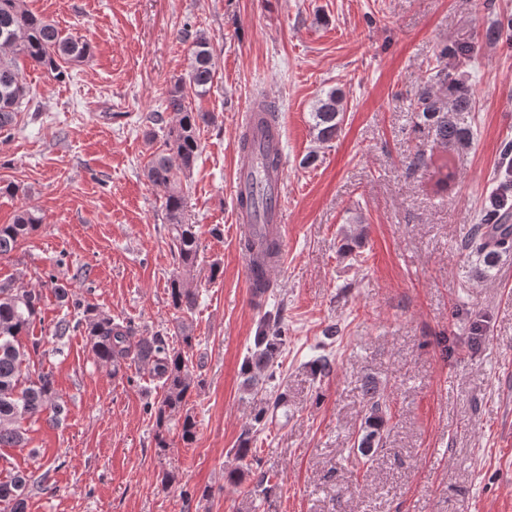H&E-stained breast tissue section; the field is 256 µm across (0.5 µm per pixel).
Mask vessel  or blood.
Returning a JSON list of instances; mask_svg holds the SVG:
<instances>
[{"instance_id": "1", "label": "vessel or blood", "mask_w": 512, "mask_h": 512, "mask_svg": "<svg viewBox=\"0 0 512 512\" xmlns=\"http://www.w3.org/2000/svg\"><path fill=\"white\" fill-rule=\"evenodd\" d=\"M259 155L255 152H240L236 175L234 196L239 203L235 205L236 234L239 240H251L252 250L242 252V264L246 286L253 304H260L278 285L276 273L287 261L284 247L287 238V226L283 220L284 210V162H277L266 175L267 208L253 211L245 205L253 188L251 174L256 167ZM277 240L278 253L267 256L263 247L268 240Z\"/></svg>"}]
</instances>
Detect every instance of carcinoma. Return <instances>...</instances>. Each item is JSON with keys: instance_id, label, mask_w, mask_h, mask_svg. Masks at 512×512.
<instances>
[{"instance_id": "cac0c4a2", "label": "carcinoma", "mask_w": 512, "mask_h": 512, "mask_svg": "<svg viewBox=\"0 0 512 512\" xmlns=\"http://www.w3.org/2000/svg\"><path fill=\"white\" fill-rule=\"evenodd\" d=\"M182 38L191 41L190 63L184 76L178 78L168 91L166 109L175 112L178 120L163 126V148L152 153L144 168L148 182L164 199L167 237L170 252L176 261L169 278L171 305L178 322L181 347L170 343L160 332L139 336L132 325L98 310L95 306L72 300L69 289L50 273L44 285L51 288L62 305L73 309L53 323L52 335L63 339L79 328L84 329L87 342L95 357L117 374L132 364L146 369L151 380L162 389V395L146 406V412L155 420L156 445L166 447L163 432L171 422L180 427L181 438L190 443L196 437V420L188 407L189 399L202 381L193 374V361L189 351L195 341L193 325L185 314L193 309L197 296L188 288L187 279L198 267L199 241L195 225L185 222L186 198L182 179L194 169L201 142V125L213 122L207 112H195L190 99L206 96L213 86L216 61L213 49L200 31L183 27ZM472 48L458 44L443 48L436 65L429 69L424 84L418 90L413 112L416 119L433 132L437 141L451 148L469 143L472 132L455 120L454 113L470 112L474 102L468 90L457 86L454 70L469 62ZM90 55L86 42L65 38L51 22L36 16L26 8L25 0H0V133H10L20 112L28 108L30 89L21 76L18 59L23 57L36 67L66 75L64 65L80 62ZM342 98L336 90L324 92L311 112L312 130L322 142L336 137L343 122ZM435 186L448 189L454 179L451 161L442 158L432 162ZM504 211L493 203L495 220L487 224L472 225L462 248L491 261L499 249L512 244V224L503 222ZM42 218L33 210H23L11 224H0V257H9L20 243L35 231ZM42 290L16 288L10 281L0 282V447H23L28 441L25 423L49 410L54 419L64 412L52 376L40 373L32 377L31 352L22 341L34 323L41 320ZM284 342L276 317L264 316L254 350L245 361L246 381L255 380L253 371L273 366ZM367 402V431L359 440L363 456H369L375 438L384 424L388 411L386 399L372 381L364 385ZM253 436L246 433L235 449L238 462L229 473V480L240 483L251 469ZM0 478V505L9 512H26L27 499L42 479L4 469Z\"/></svg>"}]
</instances>
